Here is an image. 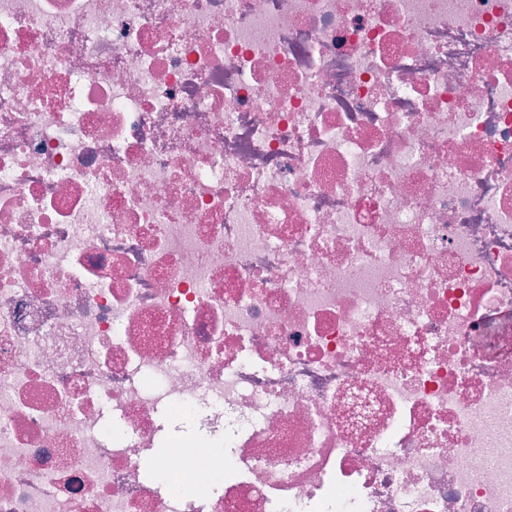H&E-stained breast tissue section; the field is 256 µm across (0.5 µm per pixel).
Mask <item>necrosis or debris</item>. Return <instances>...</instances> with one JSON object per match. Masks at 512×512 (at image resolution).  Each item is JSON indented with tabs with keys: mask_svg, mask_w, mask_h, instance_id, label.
<instances>
[{
	"mask_svg": "<svg viewBox=\"0 0 512 512\" xmlns=\"http://www.w3.org/2000/svg\"><path fill=\"white\" fill-rule=\"evenodd\" d=\"M0 512H512V0H0Z\"/></svg>",
	"mask_w": 512,
	"mask_h": 512,
	"instance_id": "obj_1",
	"label": "necrosis or debris"
}]
</instances>
